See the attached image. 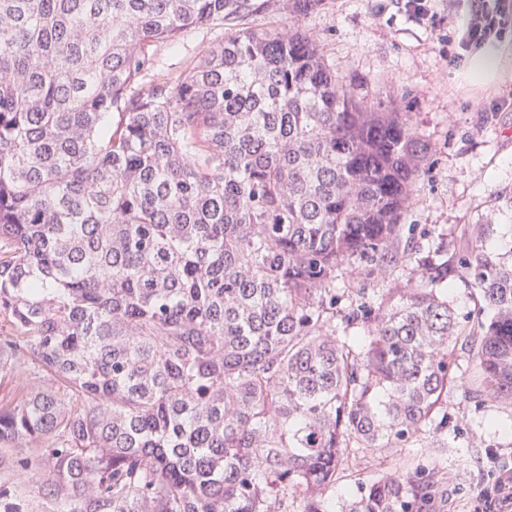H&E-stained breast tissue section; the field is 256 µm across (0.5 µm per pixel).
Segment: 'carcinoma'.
<instances>
[{"label":"carcinoma","instance_id":"1","mask_svg":"<svg viewBox=\"0 0 512 512\" xmlns=\"http://www.w3.org/2000/svg\"><path fill=\"white\" fill-rule=\"evenodd\" d=\"M319 2L175 73L160 46L251 0H0V512L40 467L49 512H331L348 449L445 450L452 386L512 407L500 209L452 262L401 251L432 146L329 68ZM450 277L491 311L459 380ZM446 481H362L342 512Z\"/></svg>","mask_w":512,"mask_h":512}]
</instances>
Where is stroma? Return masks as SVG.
I'll return each mask as SVG.
<instances>
[{"instance_id": "1", "label": "stroma", "mask_w": 512, "mask_h": 512, "mask_svg": "<svg viewBox=\"0 0 512 512\" xmlns=\"http://www.w3.org/2000/svg\"><path fill=\"white\" fill-rule=\"evenodd\" d=\"M385 5V0H322L303 24L341 79L383 101L403 96L433 146L416 184L419 204L403 221L435 225V236L416 240L424 254H433L441 242L453 253L468 224L494 206L496 192L512 187V110L493 109L501 97L512 94V80L482 89L459 86V68L450 61L457 29L439 32ZM227 33L222 25L196 28L177 48L160 47L158 63L178 70L183 57L202 55ZM448 413L455 426L444 437L448 451L439 453L425 444L370 462L349 457L330 502L338 503L341 489L358 478L438 468L447 472L448 482L436 496L434 512H465L489 474L512 472V438L479 428L492 410L461 389H450Z\"/></svg>"}]
</instances>
